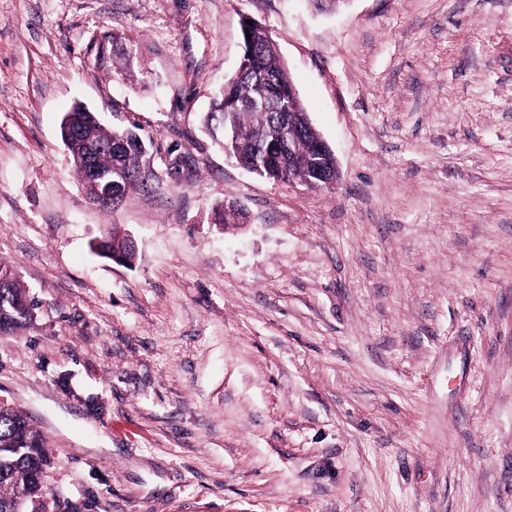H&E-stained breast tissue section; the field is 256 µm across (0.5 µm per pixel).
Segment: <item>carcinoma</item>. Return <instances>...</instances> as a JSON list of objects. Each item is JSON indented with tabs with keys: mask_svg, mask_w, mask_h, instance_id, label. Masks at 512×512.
<instances>
[{
	"mask_svg": "<svg viewBox=\"0 0 512 512\" xmlns=\"http://www.w3.org/2000/svg\"><path fill=\"white\" fill-rule=\"evenodd\" d=\"M251 49L248 64L233 75L214 99L211 112L206 115L207 126L220 136L219 145L229 146L232 153L244 157L261 156L267 139L278 128L288 127L292 150L283 158L277 171L261 168L258 175L274 180L300 178L309 183L320 181L317 168L336 171V159L320 155L314 147L316 133L305 130L299 133L298 112L294 103L283 108L280 98L288 73L276 55L271 42L262 31L253 30L251 36H242ZM240 129L247 135L232 143V130ZM100 149L89 158L94 165L110 170L111 163H119L125 174V189L136 185L140 158L132 150L111 157L102 146L120 138L122 132L101 125L93 128ZM0 330L14 333L33 316L34 302L26 288L13 277L10 270L0 263ZM48 454L43 436L20 413L0 408V512L16 509L34 501L43 494V474Z\"/></svg>",
	"mask_w": 512,
	"mask_h": 512,
	"instance_id": "cac0c4a2",
	"label": "carcinoma"
}]
</instances>
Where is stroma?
Wrapping results in <instances>:
<instances>
[{
    "instance_id": "35a3bbf8",
    "label": "stroma",
    "mask_w": 512,
    "mask_h": 512,
    "mask_svg": "<svg viewBox=\"0 0 512 512\" xmlns=\"http://www.w3.org/2000/svg\"><path fill=\"white\" fill-rule=\"evenodd\" d=\"M246 16L334 186L206 128ZM78 103L144 141L116 205ZM116 226L133 265L93 249ZM0 262L37 304L0 407L45 440L39 512H512V0H0ZM127 133L129 134L130 143L133 146V148L140 153L145 152V145L144 142L140 139V137L135 133ZM108 150L112 155V172L110 174L101 175L96 168L87 167L84 170V184L90 185L93 188H95L96 196L92 198L93 201H95V203L112 205L113 200L114 202L118 201V198L116 196L113 195L112 197V186L113 183H116H112V173L115 172L116 162H118L121 165L122 171L125 174V188L123 193L124 195L125 193H127L129 189L133 188L136 185L140 170L139 164L141 155H139L136 151L131 150L130 152H125L124 154H122L120 158H117L114 155V153L112 154V143L109 144ZM105 178H107L105 189L104 191H100V181L104 180Z\"/></svg>"
}]
</instances>
